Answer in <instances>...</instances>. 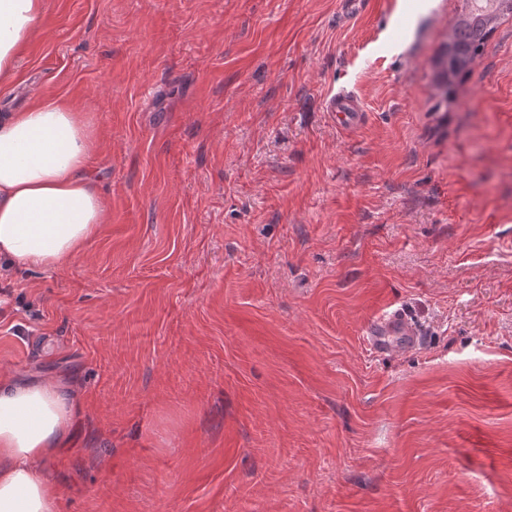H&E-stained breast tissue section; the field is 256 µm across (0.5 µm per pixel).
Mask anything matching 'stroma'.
Masks as SVG:
<instances>
[{
  "mask_svg": "<svg viewBox=\"0 0 512 512\" xmlns=\"http://www.w3.org/2000/svg\"><path fill=\"white\" fill-rule=\"evenodd\" d=\"M461 6L45 0L0 114L85 112L109 207L0 278V369L76 387L59 512H512V13L444 103ZM364 341L378 354L396 353L419 346L420 330L403 309L389 306L364 331Z\"/></svg>",
  "mask_w": 512,
  "mask_h": 512,
  "instance_id": "1",
  "label": "stroma"
}]
</instances>
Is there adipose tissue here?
I'll return each mask as SVG.
<instances>
[{"mask_svg": "<svg viewBox=\"0 0 512 512\" xmlns=\"http://www.w3.org/2000/svg\"><path fill=\"white\" fill-rule=\"evenodd\" d=\"M44 0H0V86L12 84ZM95 141L71 104L0 117V269L59 270L85 251L108 208L86 162ZM74 393L61 381L0 374V512H58L44 467L70 441Z\"/></svg>", "mask_w": 512, "mask_h": 512, "instance_id": "adipose-tissue-1", "label": "adipose tissue"}]
</instances>
